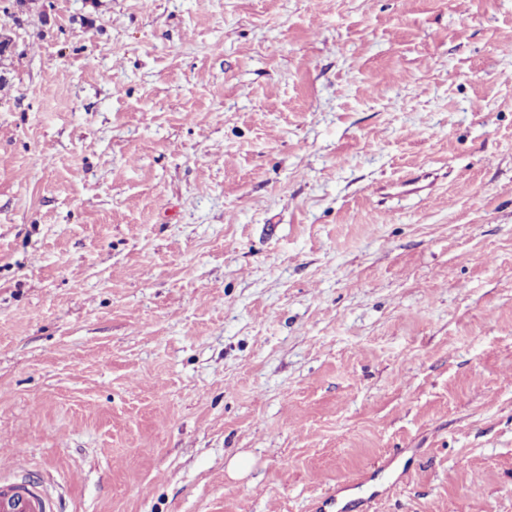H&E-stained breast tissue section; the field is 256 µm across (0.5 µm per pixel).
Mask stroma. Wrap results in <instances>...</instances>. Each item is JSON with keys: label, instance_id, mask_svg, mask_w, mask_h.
I'll return each mask as SVG.
<instances>
[{"label": "stroma", "instance_id": "obj_1", "mask_svg": "<svg viewBox=\"0 0 512 512\" xmlns=\"http://www.w3.org/2000/svg\"><path fill=\"white\" fill-rule=\"evenodd\" d=\"M8 4L0 475L512 512V0Z\"/></svg>", "mask_w": 512, "mask_h": 512}]
</instances>
